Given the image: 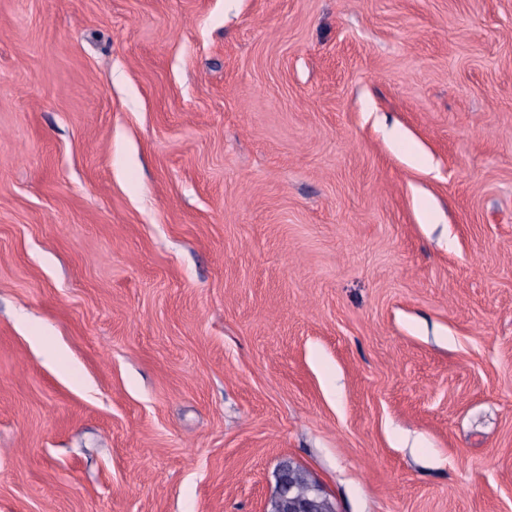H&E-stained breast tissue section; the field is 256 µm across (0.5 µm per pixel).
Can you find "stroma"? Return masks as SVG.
I'll list each match as a JSON object with an SVG mask.
<instances>
[{
	"label": "stroma",
	"mask_w": 512,
	"mask_h": 512,
	"mask_svg": "<svg viewBox=\"0 0 512 512\" xmlns=\"http://www.w3.org/2000/svg\"><path fill=\"white\" fill-rule=\"evenodd\" d=\"M512 512V0H0V512ZM275 488V509L277 512H320L327 509L337 512L333 501L314 480L307 478L292 484L278 473Z\"/></svg>",
	"instance_id": "obj_1"
}]
</instances>
